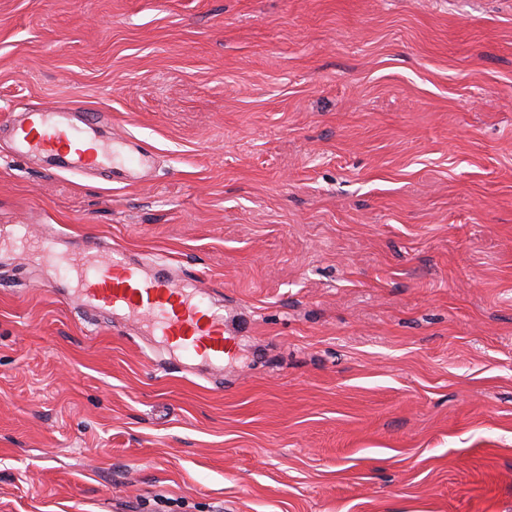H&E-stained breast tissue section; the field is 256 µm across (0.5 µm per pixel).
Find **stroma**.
Masks as SVG:
<instances>
[{
  "instance_id": "obj_1",
  "label": "stroma",
  "mask_w": 512,
  "mask_h": 512,
  "mask_svg": "<svg viewBox=\"0 0 512 512\" xmlns=\"http://www.w3.org/2000/svg\"><path fill=\"white\" fill-rule=\"evenodd\" d=\"M21 106L153 168L18 156ZM53 234L233 356L83 312ZM0 512H512V0H0ZM60 245V239L51 238L41 241L40 249L48 259L69 267L80 306L145 323L187 361L201 358L221 365L231 353L224 310L206 300L204 291L179 281L167 262L155 261L147 269L115 248L101 259L102 246L91 239L74 243L69 251H61Z\"/></svg>"
}]
</instances>
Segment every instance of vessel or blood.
<instances>
[{"mask_svg": "<svg viewBox=\"0 0 512 512\" xmlns=\"http://www.w3.org/2000/svg\"><path fill=\"white\" fill-rule=\"evenodd\" d=\"M97 112L83 113L80 125L62 120L60 113L32 110L23 113L13 127V141L25 155L58 157L67 171L86 173L120 160L138 164L139 158L100 143ZM61 242L43 240L40 249L50 260L66 264L76 281V300L82 307L143 322L169 349L192 361L202 359L223 364L232 350L231 337L224 334V311L208 301L204 291L184 284L167 262L153 268L128 258L120 250L103 254L99 241L85 239L72 250H61Z\"/></svg>", "mask_w": 512, "mask_h": 512, "instance_id": "vessel-or-blood-1", "label": "vessel or blood"}]
</instances>
